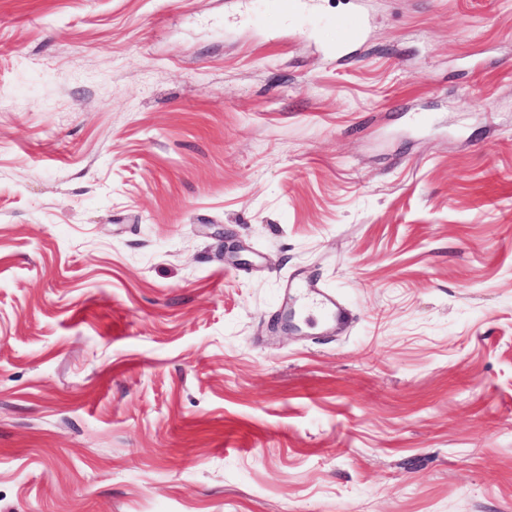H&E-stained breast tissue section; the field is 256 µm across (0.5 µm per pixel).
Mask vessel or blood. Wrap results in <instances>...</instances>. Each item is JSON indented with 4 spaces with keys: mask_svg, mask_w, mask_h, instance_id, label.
Segmentation results:
<instances>
[{
    "mask_svg": "<svg viewBox=\"0 0 512 512\" xmlns=\"http://www.w3.org/2000/svg\"><path fill=\"white\" fill-rule=\"evenodd\" d=\"M317 3L318 0H260L256 9L251 11L250 17L255 26L265 30L277 29L287 20H295L303 25L315 22L319 26L333 28L337 33L336 59L344 61L350 49L361 40L363 18L357 12L347 11L319 19L315 16ZM283 302L288 306L301 304L332 325L342 324L347 317L343 302L333 291L302 279L289 283Z\"/></svg>",
    "mask_w": 512,
    "mask_h": 512,
    "instance_id": "b4317fda",
    "label": "vessel or blood"
}]
</instances>
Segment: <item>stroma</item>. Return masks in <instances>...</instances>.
<instances>
[{
  "label": "stroma",
  "mask_w": 512,
  "mask_h": 512,
  "mask_svg": "<svg viewBox=\"0 0 512 512\" xmlns=\"http://www.w3.org/2000/svg\"><path fill=\"white\" fill-rule=\"evenodd\" d=\"M358 4L0 0V512H512V0ZM319 0H263L249 14L255 26L265 30H276L284 21L297 20L300 24L328 26L336 30V60L344 61L349 50L360 42L364 21L355 11L337 13L316 19L315 7ZM283 302L288 307L301 303L306 309L313 311L326 323L342 324L347 311L343 302L328 288H320L305 280L295 279L285 289Z\"/></svg>",
  "instance_id": "35a3bbf8"
}]
</instances>
